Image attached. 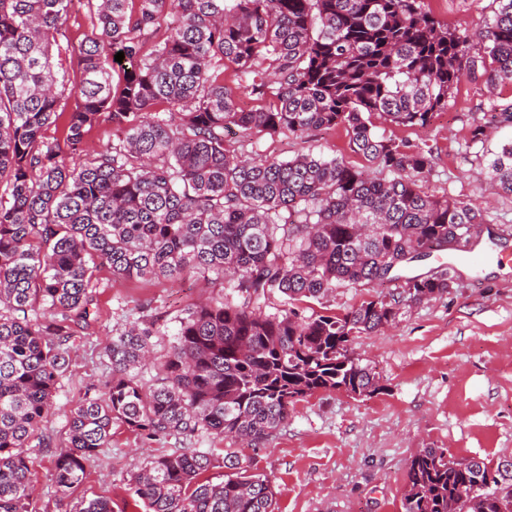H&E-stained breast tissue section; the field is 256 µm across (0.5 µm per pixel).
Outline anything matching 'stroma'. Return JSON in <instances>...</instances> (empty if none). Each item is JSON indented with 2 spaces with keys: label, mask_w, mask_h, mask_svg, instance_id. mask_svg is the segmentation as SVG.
<instances>
[{
  "label": "stroma",
  "mask_w": 512,
  "mask_h": 512,
  "mask_svg": "<svg viewBox=\"0 0 512 512\" xmlns=\"http://www.w3.org/2000/svg\"><path fill=\"white\" fill-rule=\"evenodd\" d=\"M441 23L477 34L498 8L496 0H424ZM512 105V84L488 90L482 69L465 73L447 107L424 128L398 127L376 119L378 132L429 149L431 170L422 184L429 193L481 210L486 235L475 241L491 260L474 270L456 264L447 293L430 301L409 302L393 327L354 339L356 355L379 372L383 390L370 398L343 391H320L297 401L276 436L266 443H236L251 473L265 476L276 492L277 512H401L412 456L422 448H444L456 459L498 460L512 456V270H497L499 254L512 255V195L490 181L483 157L512 139V124L490 128L472 143L470 125L490 104ZM227 149L288 159L300 153L340 158L367 168L351 151L344 128L319 130L300 139L245 135L231 128ZM220 284L196 279L178 283L122 280L109 269L96 274L97 319L72 343L69 378L56 396V410L45 422L46 444L29 448L31 491L36 512H68L83 499L103 497L112 512H144L127 481L147 459L174 448H209L213 475L224 474L227 441L199 436L150 441L121 424L87 467L69 496L51 477L54 454L63 446L66 416L87 387L110 373L100 344L125 324L147 320L160 331L157 351H165L176 319L202 296L218 295ZM399 282L377 286L337 285L308 311L342 314L375 296L396 295Z\"/></svg>",
  "instance_id": "1"
}]
</instances>
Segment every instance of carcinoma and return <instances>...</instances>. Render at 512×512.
Segmentation results:
<instances>
[{
	"label": "carcinoma",
	"instance_id": "obj_1",
	"mask_svg": "<svg viewBox=\"0 0 512 512\" xmlns=\"http://www.w3.org/2000/svg\"><path fill=\"white\" fill-rule=\"evenodd\" d=\"M73 0H0V512H29L26 448L55 409L70 342L94 320L92 289L118 279H230V293L189 308L165 354L152 322L103 346V391L68 415L52 480L62 493L108 447L112 426L148 440L200 434L258 445L319 391L381 393L351 341L395 324L402 302L448 292L454 268L403 276L409 264L472 238L482 213L424 190L432 155L375 131L372 116L426 127L468 64L489 90L512 83V0H497L475 39L423 0H85L83 71L63 140L65 73L53 48ZM167 34L144 51L160 21ZM124 52L122 62L115 61ZM264 100L247 108L240 95ZM112 141L89 153L101 114ZM305 137L344 127L353 152L391 179L332 158L247 157L224 130ZM512 195V141L488 160ZM404 279L343 314L305 315L338 283ZM283 308L267 313L274 296ZM164 450L129 478L146 512H275L269 481L225 449ZM402 512H512V458L496 467L422 448Z\"/></svg>",
	"mask_w": 512,
	"mask_h": 512
}]
</instances>
